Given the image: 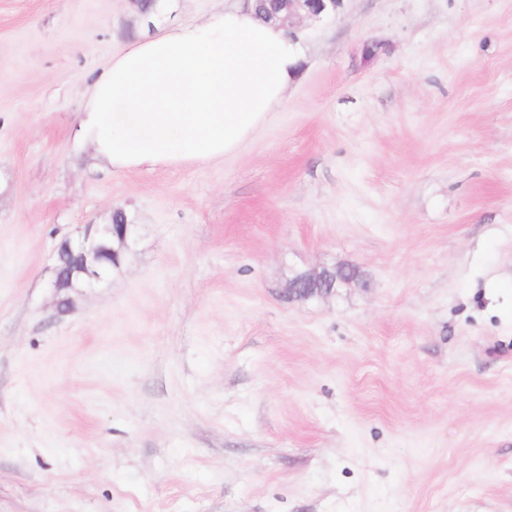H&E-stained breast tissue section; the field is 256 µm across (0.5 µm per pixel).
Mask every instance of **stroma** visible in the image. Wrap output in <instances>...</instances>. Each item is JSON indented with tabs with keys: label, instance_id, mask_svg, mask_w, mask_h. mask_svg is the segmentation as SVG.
I'll use <instances>...</instances> for the list:
<instances>
[{
	"label": "stroma",
	"instance_id": "obj_1",
	"mask_svg": "<svg viewBox=\"0 0 512 512\" xmlns=\"http://www.w3.org/2000/svg\"><path fill=\"white\" fill-rule=\"evenodd\" d=\"M224 2L0 0V512H512V0H343L240 153L91 169V74ZM125 213L122 208L112 210L109 224H88L77 240L61 241L55 249V267L52 288L57 298V308L60 312L68 311L72 306V297L62 296L64 290L76 289L73 280L81 282L78 288L89 286L99 281L106 273L100 267L104 258L123 259L129 248L134 224L125 223ZM70 260L78 265L75 269H67ZM360 270L354 265L322 269L319 272L301 273L292 278L286 288L288 302L310 301L336 295L341 288L359 282Z\"/></svg>",
	"mask_w": 512,
	"mask_h": 512
}]
</instances>
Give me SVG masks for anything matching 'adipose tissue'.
Here are the masks:
<instances>
[{"label":"adipose tissue","mask_w":512,"mask_h":512,"mask_svg":"<svg viewBox=\"0 0 512 512\" xmlns=\"http://www.w3.org/2000/svg\"><path fill=\"white\" fill-rule=\"evenodd\" d=\"M303 57L282 26L231 0L199 23L135 40L96 71L79 135L115 172L201 166L239 153L286 104Z\"/></svg>","instance_id":"ef3b65f1"}]
</instances>
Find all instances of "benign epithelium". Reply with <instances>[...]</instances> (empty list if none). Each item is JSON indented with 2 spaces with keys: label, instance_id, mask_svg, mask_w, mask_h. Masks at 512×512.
<instances>
[{
  "label": "benign epithelium",
  "instance_id": "7a95c632",
  "mask_svg": "<svg viewBox=\"0 0 512 512\" xmlns=\"http://www.w3.org/2000/svg\"><path fill=\"white\" fill-rule=\"evenodd\" d=\"M343 0H288L284 14L274 19L292 26L294 19H318L334 15L341 8ZM134 224H88L77 240L61 241L55 249V267L52 288L61 312L72 306V297L62 295L65 290L74 289L73 281L89 286L105 274L100 267L104 258L119 260L129 248ZM360 270L354 265L322 269L319 272L301 273L292 278L286 288L285 298L292 301H310L328 298L341 288L359 280Z\"/></svg>",
  "mask_w": 512,
  "mask_h": 512
}]
</instances>
